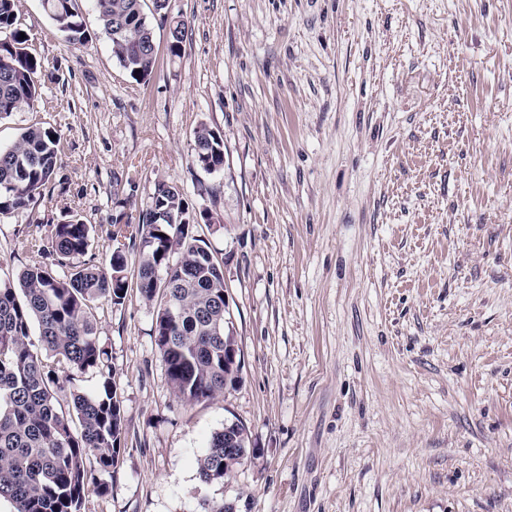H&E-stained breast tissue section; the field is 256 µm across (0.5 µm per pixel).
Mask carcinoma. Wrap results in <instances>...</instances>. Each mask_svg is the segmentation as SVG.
Returning a JSON list of instances; mask_svg holds the SVG:
<instances>
[{
	"label": "carcinoma",
	"instance_id": "obj_1",
	"mask_svg": "<svg viewBox=\"0 0 512 512\" xmlns=\"http://www.w3.org/2000/svg\"><path fill=\"white\" fill-rule=\"evenodd\" d=\"M18 0H0V116L30 108L38 99L41 60L27 49L17 23ZM144 0H95L101 33L112 54L134 79L145 80L155 63L154 33ZM57 30L71 45L84 46V28L73 0H43ZM56 131L28 127L0 148V215L27 208L41 194L60 160ZM195 159L208 173L224 167V140L201 125L194 136ZM179 189L155 185L138 225L142 255L137 267L141 294L149 301L166 291L155 321V344L168 379L186 402L214 398L238 382L224 380V263L194 235ZM129 225L111 224L115 243L106 266H73L60 276L47 266L22 270L17 281L0 280V500L13 512H80L86 488L106 490L102 479L118 463L124 415L106 350L96 335L93 309L104 298L124 302L129 287L126 243ZM95 228L73 217L51 226L48 238L56 265L85 254ZM179 260L169 263L173 248ZM39 334H31L32 323ZM100 376L94 395L75 393L72 409L57 407L58 371ZM96 457L97 468L86 465ZM251 456L224 462V431L216 432L198 459L201 483L230 477Z\"/></svg>",
	"mask_w": 512,
	"mask_h": 512
}]
</instances>
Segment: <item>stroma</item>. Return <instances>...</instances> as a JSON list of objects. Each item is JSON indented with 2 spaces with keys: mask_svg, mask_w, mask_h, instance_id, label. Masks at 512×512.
I'll use <instances>...</instances> for the list:
<instances>
[{
  "mask_svg": "<svg viewBox=\"0 0 512 512\" xmlns=\"http://www.w3.org/2000/svg\"><path fill=\"white\" fill-rule=\"evenodd\" d=\"M144 11L151 76L93 35L65 41L41 0L18 21L43 62L33 125L59 165L0 218V278L54 266L47 235L95 225L73 265H104L157 182L199 214L224 263L241 382L184 404L154 341L157 302L100 300L97 334L125 418L106 492L80 512H512V0H171ZM184 21L180 55L169 28ZM224 139L197 164L194 132ZM256 455L201 484L215 432ZM194 153L198 165L205 172L213 173L224 167V140L204 124L195 131Z\"/></svg>",
  "mask_w": 512,
  "mask_h": 512,
  "instance_id": "35a3bbf8",
  "label": "stroma"
}]
</instances>
